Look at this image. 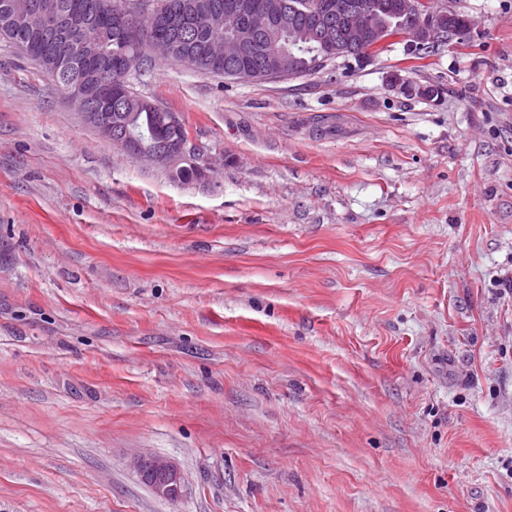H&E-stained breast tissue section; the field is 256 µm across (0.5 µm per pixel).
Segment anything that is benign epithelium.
<instances>
[{
	"instance_id": "obj_1",
	"label": "benign epithelium",
	"mask_w": 512,
	"mask_h": 512,
	"mask_svg": "<svg viewBox=\"0 0 512 512\" xmlns=\"http://www.w3.org/2000/svg\"><path fill=\"white\" fill-rule=\"evenodd\" d=\"M387 14L409 26L408 38L415 51L437 45L451 49L458 47L472 35L473 20L453 10L432 8L431 0H395L385 7L377 0H323L311 14L308 25L298 28L288 22L284 0H266L258 7L250 0H224L214 3L201 17L203 25L211 32H224L223 40L210 42L205 55L222 57L224 63L233 64L245 58L256 39L272 31L288 30V51L271 53L265 69L255 71L249 67H237L231 71L237 80H270L294 78L305 74L299 57L307 37L321 38L325 58L354 57L366 60L375 56L396 38L389 26L377 22L376 13ZM142 9L123 8L107 14L97 26L96 37L59 52L51 61L56 87L72 102L92 128L109 141L112 147L131 153L141 163L163 167L175 173L176 167L186 162L204 178L209 179L213 168L208 159L193 145L189 138L176 150H144L130 152L126 133L112 126L103 113L118 111L135 104L153 106L139 98L131 101L124 96L125 83L113 84L96 77V89L89 90L83 84L82 73L86 66L100 72L112 67V60L103 57L104 41H128L138 38L146 44L150 56L167 59L172 54V38H182L183 19L173 16L167 21L168 35L136 34ZM4 17L12 23H20L31 33L42 38L62 40L73 30L83 26L87 15L74 10L61 0H8ZM136 466L141 474L152 480L156 494L176 502L182 496V476L178 468L161 457L139 459Z\"/></svg>"
}]
</instances>
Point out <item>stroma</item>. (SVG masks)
Wrapping results in <instances>:
<instances>
[{
  "label": "stroma",
  "instance_id": "1",
  "mask_svg": "<svg viewBox=\"0 0 512 512\" xmlns=\"http://www.w3.org/2000/svg\"><path fill=\"white\" fill-rule=\"evenodd\" d=\"M432 2L469 43L135 73L190 183L0 40V512H512V0ZM136 466L144 477L152 480L156 494L175 502L182 496V476L178 468L169 460L161 457L137 459Z\"/></svg>",
  "mask_w": 512,
  "mask_h": 512
}]
</instances>
